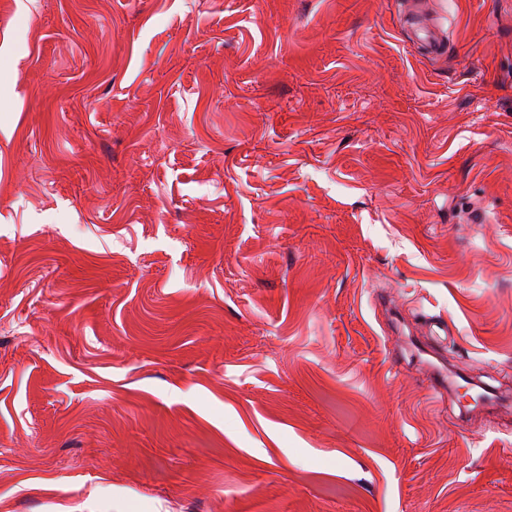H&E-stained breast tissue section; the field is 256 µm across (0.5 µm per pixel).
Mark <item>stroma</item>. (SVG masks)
Here are the masks:
<instances>
[{
	"mask_svg": "<svg viewBox=\"0 0 512 512\" xmlns=\"http://www.w3.org/2000/svg\"><path fill=\"white\" fill-rule=\"evenodd\" d=\"M224 2L0 0V512H512V0Z\"/></svg>",
	"mask_w": 512,
	"mask_h": 512,
	"instance_id": "obj_1",
	"label": "stroma"
}]
</instances>
